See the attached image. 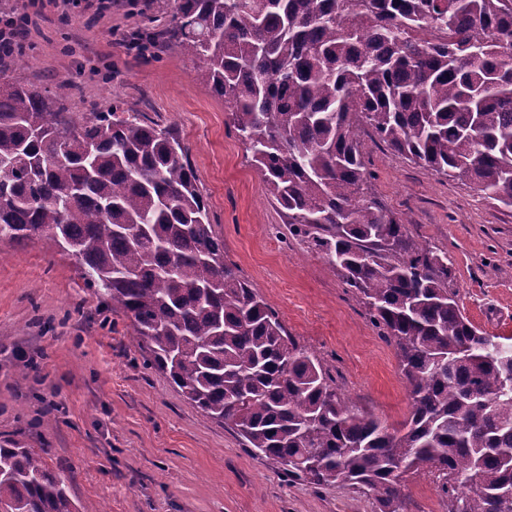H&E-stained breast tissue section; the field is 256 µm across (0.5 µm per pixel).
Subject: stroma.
Segmentation results:
<instances>
[{"label": "stroma", "mask_w": 512, "mask_h": 512, "mask_svg": "<svg viewBox=\"0 0 512 512\" xmlns=\"http://www.w3.org/2000/svg\"><path fill=\"white\" fill-rule=\"evenodd\" d=\"M29 10L18 77L76 83L69 111L119 100L178 133L216 232L240 278L277 311L290 336L328 369L353 406L397 428L408 415L399 357L317 252L291 236L263 177L225 124L224 104L168 44L137 62L128 48L143 12L163 0H112L103 15L62 16L50 0H0ZM369 193L418 243L448 254L467 317L512 337V209L366 139ZM52 418L45 426L44 418ZM43 453L80 512H376L343 485L288 481L236 432L185 399L146 364L127 320L86 286L76 260L47 238L0 241V445ZM411 512H448L435 474L406 475Z\"/></svg>", "instance_id": "obj_1"}]
</instances>
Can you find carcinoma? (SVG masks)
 <instances>
[{"instance_id": "cac0c4a2", "label": "carcinoma", "mask_w": 512, "mask_h": 512, "mask_svg": "<svg viewBox=\"0 0 512 512\" xmlns=\"http://www.w3.org/2000/svg\"><path fill=\"white\" fill-rule=\"evenodd\" d=\"M149 38L224 101L284 223L343 276L398 351L399 430L353 408L224 257L170 128L117 100L82 119L73 87L0 68V241L46 236L129 319L147 364L288 480L408 512L435 470L448 512H512V343L479 330L448 254L367 191L369 128L394 153L512 208V0H167ZM3 512H79L43 457L0 446Z\"/></svg>"}]
</instances>
